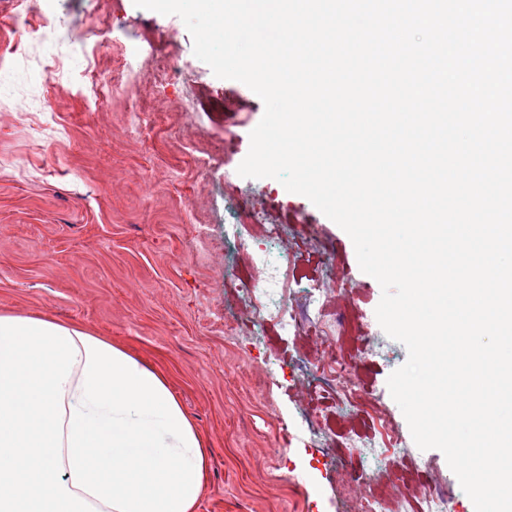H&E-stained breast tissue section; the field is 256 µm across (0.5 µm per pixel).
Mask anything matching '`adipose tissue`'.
I'll return each mask as SVG.
<instances>
[{
  "mask_svg": "<svg viewBox=\"0 0 512 512\" xmlns=\"http://www.w3.org/2000/svg\"><path fill=\"white\" fill-rule=\"evenodd\" d=\"M206 468L161 374L83 327L0 314V512H193Z\"/></svg>",
  "mask_w": 512,
  "mask_h": 512,
  "instance_id": "ef3b65f1",
  "label": "adipose tissue"
}]
</instances>
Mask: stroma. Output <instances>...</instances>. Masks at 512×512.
Here are the masks:
<instances>
[{
    "label": "stroma",
    "mask_w": 512,
    "mask_h": 512,
    "mask_svg": "<svg viewBox=\"0 0 512 512\" xmlns=\"http://www.w3.org/2000/svg\"><path fill=\"white\" fill-rule=\"evenodd\" d=\"M76 29L103 40L70 50ZM0 57V313L83 326L166 378L208 457L195 512H349L360 492L351 472L383 460L348 441L363 414L340 394L323 398L318 353L342 309L374 317L382 289L356 269L347 233L307 198L271 178L237 175L261 99L197 59L179 17L133 0H0ZM122 67L136 70L134 85L112 82L100 98L86 97L87 70L108 76ZM170 69L175 79L159 83ZM189 100L205 111L187 115ZM134 112L151 115L143 134L131 128ZM200 150L213 161L197 172ZM240 196L267 223L284 225L282 241L266 249L287 265L289 302L313 331L226 332V322L254 314L238 288L251 265L232 248L231 201ZM320 251L352 272L346 291L328 285L319 311L307 298L326 280ZM371 348L354 357L353 374L379 391L378 410L418 478L393 496L436 482L448 490V512H473L444 454L415 445L389 392L405 347L376 324ZM316 407L324 420L312 435Z\"/></svg>",
    "instance_id": "obj_1"
}]
</instances>
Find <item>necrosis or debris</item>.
Wrapping results in <instances>:
<instances>
[{
	"instance_id": "4bbe7bcc",
	"label": "necrosis or debris",
	"mask_w": 512,
	"mask_h": 512,
	"mask_svg": "<svg viewBox=\"0 0 512 512\" xmlns=\"http://www.w3.org/2000/svg\"><path fill=\"white\" fill-rule=\"evenodd\" d=\"M235 211L239 216L234 236L235 245L248 256L253 267L262 275V280L258 283L250 279L241 280V293L254 307L257 323L273 322L284 333H299L302 329L301 316L282 300L285 269L272 260L261 246L262 241L281 238L283 225L265 223L244 197L236 200ZM367 333L366 324L358 323L351 341L339 338L327 343L320 352L319 360L323 365V379L329 389L342 392L348 399H360L365 405L373 407L379 403L380 395L371 384L355 380L349 354L350 346H363ZM401 443L399 434L382 417L378 418L371 434L362 442L363 447L386 460V481L397 482L404 475L399 453ZM354 481L361 486L362 491L353 501L352 512H446L448 494L440 484L428 485L422 499L405 498L389 502L369 474L356 473Z\"/></svg>"
}]
</instances>
